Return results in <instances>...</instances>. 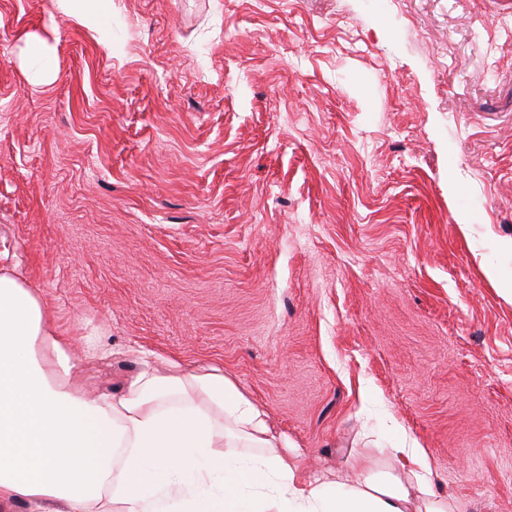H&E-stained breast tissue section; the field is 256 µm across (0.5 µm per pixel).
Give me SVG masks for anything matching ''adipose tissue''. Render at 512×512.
Instances as JSON below:
<instances>
[{"mask_svg":"<svg viewBox=\"0 0 512 512\" xmlns=\"http://www.w3.org/2000/svg\"><path fill=\"white\" fill-rule=\"evenodd\" d=\"M70 343L0 270V512H452L417 474L304 478L222 368L148 364L94 392L75 379Z\"/></svg>","mask_w":512,"mask_h":512,"instance_id":"ef3b65f1","label":"adipose tissue"}]
</instances>
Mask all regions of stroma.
Segmentation results:
<instances>
[{
	"label": "stroma",
	"instance_id": "stroma-1",
	"mask_svg": "<svg viewBox=\"0 0 512 512\" xmlns=\"http://www.w3.org/2000/svg\"><path fill=\"white\" fill-rule=\"evenodd\" d=\"M501 2L111 0L105 43L0 0V268L88 386L220 367L306 476L415 447L455 512H512Z\"/></svg>",
	"mask_w": 512,
	"mask_h": 512
}]
</instances>
